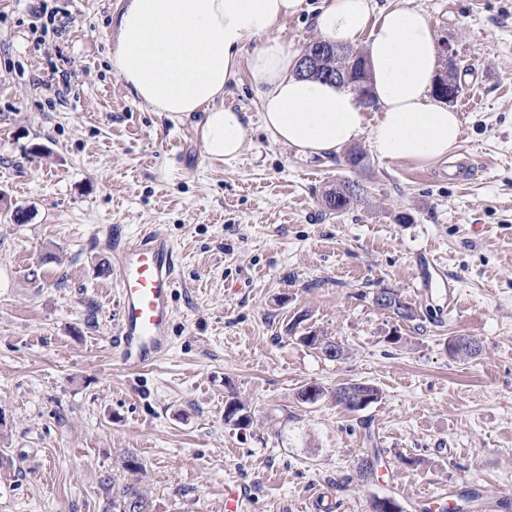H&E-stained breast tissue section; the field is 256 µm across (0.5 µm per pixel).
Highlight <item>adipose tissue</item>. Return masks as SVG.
<instances>
[{"mask_svg": "<svg viewBox=\"0 0 512 512\" xmlns=\"http://www.w3.org/2000/svg\"><path fill=\"white\" fill-rule=\"evenodd\" d=\"M305 0H126L111 46V62L137 99L198 125L206 154L235 159L245 143L244 113L224 104L242 48L257 42L247 61L258 92L263 127L297 154L328 157L361 136L388 161L428 163L451 157L462 134L458 112L431 95L439 67L435 31L419 6L378 7L376 0H322L315 28L326 42L367 41L371 88L382 116L365 125V110L346 87L294 74L298 57L271 36Z\"/></svg>", "mask_w": 512, "mask_h": 512, "instance_id": "adipose-tissue-1", "label": "adipose tissue"}]
</instances>
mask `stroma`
Instances as JSON below:
<instances>
[{"instance_id":"1","label":"stroma","mask_w":512,"mask_h":512,"mask_svg":"<svg viewBox=\"0 0 512 512\" xmlns=\"http://www.w3.org/2000/svg\"><path fill=\"white\" fill-rule=\"evenodd\" d=\"M271 30L296 50L317 39L312 10ZM65 24L40 35L30 0H0V512H105L101 479L138 480L155 512H371L429 494L463 512H512V0H377L424 8L462 85L467 180L444 160L389 162L368 137L308 158L276 143L246 65L224 88L246 112L242 153L221 162L196 133L132 93L110 62L121 0H44ZM59 68L69 102L38 89ZM345 182L360 202L323 198ZM24 223H16L15 210ZM163 229L179 256L172 347L132 371L112 359L119 296L104 272L106 233ZM398 289L417 320L377 308ZM344 349L330 360L300 337ZM477 338L479 356L448 355ZM368 382L353 412L330 392ZM316 385L323 397L299 400ZM237 399L251 421L224 420ZM382 465L360 480L371 449ZM143 464L123 466L127 454ZM351 387L353 391V397L356 399L355 406L351 408L344 407L350 411H361L368 407L371 403H374V400L379 398L380 393L379 390L368 383L365 382H350L347 384H341L337 387ZM336 387V388H337ZM358 397H361L359 401ZM362 405L360 406V404Z\"/></svg>"}]
</instances>
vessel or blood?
<instances>
[{"label":"vessel or blood","instance_id":"vessel-or-blood-1","mask_svg":"<svg viewBox=\"0 0 512 512\" xmlns=\"http://www.w3.org/2000/svg\"><path fill=\"white\" fill-rule=\"evenodd\" d=\"M107 239L112 256L107 273L120 288L121 305L112 355L125 368L145 369L170 351L177 251L157 228L132 240L114 224Z\"/></svg>","mask_w":512,"mask_h":512}]
</instances>
